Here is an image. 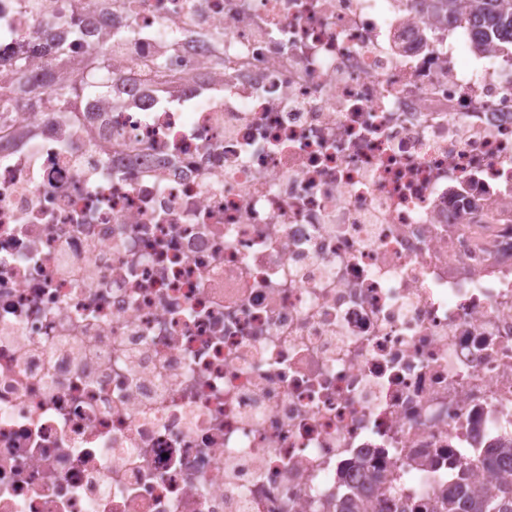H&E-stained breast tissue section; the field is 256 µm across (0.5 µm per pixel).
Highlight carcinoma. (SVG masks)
<instances>
[{"instance_id": "1", "label": "carcinoma", "mask_w": 512, "mask_h": 512, "mask_svg": "<svg viewBox=\"0 0 512 512\" xmlns=\"http://www.w3.org/2000/svg\"><path fill=\"white\" fill-rule=\"evenodd\" d=\"M466 3L465 18L474 28V42L484 46L489 34L512 35V0H429L427 8L436 16L444 15L458 20L462 15L460 2ZM88 66L104 77L110 74V63L106 49L98 48L91 56ZM87 91L78 79L57 85L53 95L69 104ZM336 512H512V478L504 477L475 494L470 488L469 470L464 468L459 476L427 501L417 503L404 493L399 477L383 482V493L370 499L357 491L336 501Z\"/></svg>"}]
</instances>
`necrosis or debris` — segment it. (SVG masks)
I'll return each instance as SVG.
<instances>
[{"mask_svg":"<svg viewBox=\"0 0 512 512\" xmlns=\"http://www.w3.org/2000/svg\"><path fill=\"white\" fill-rule=\"evenodd\" d=\"M473 44L422 0H0V512L494 483L512 58Z\"/></svg>","mask_w":512,"mask_h":512,"instance_id":"obj_1","label":"necrosis or debris"}]
</instances>
